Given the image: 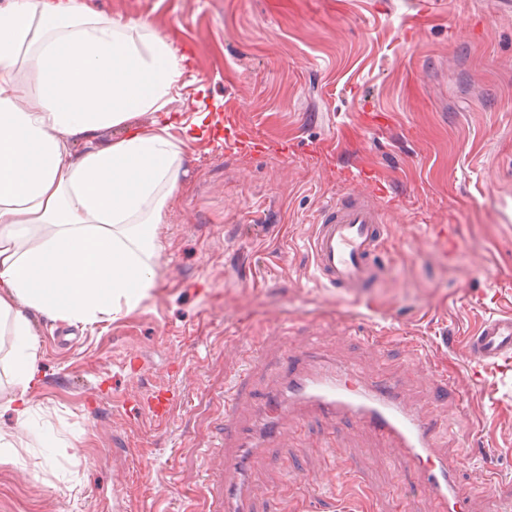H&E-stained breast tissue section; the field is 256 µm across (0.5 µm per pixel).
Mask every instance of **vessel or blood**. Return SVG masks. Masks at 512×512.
<instances>
[{
    "label": "vessel or blood",
    "instance_id": "vessel-or-blood-1",
    "mask_svg": "<svg viewBox=\"0 0 512 512\" xmlns=\"http://www.w3.org/2000/svg\"><path fill=\"white\" fill-rule=\"evenodd\" d=\"M386 212L376 195L349 187L327 202L314 219L308 250L314 279L319 286L336 288L357 296L371 287L384 272L383 245ZM474 363L512 361V316L489 318L469 339ZM238 394L224 399V452L220 480L205 486L207 494L222 499L224 512H252L261 489L241 471L243 459L258 452L288 424L298 410L324 418L354 419L391 448L397 465L418 473L421 486L436 502L439 512H470V502L457 485L456 474L468 465L465 457L448 460L433 449L436 425L428 411L404 402L400 383L394 378L353 375L343 370L334 375H308L290 368L282 377L280 391L272 393L263 433L244 425Z\"/></svg>",
    "mask_w": 512,
    "mask_h": 512
}]
</instances>
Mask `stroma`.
<instances>
[{"label":"stroma","instance_id":"1","mask_svg":"<svg viewBox=\"0 0 512 512\" xmlns=\"http://www.w3.org/2000/svg\"><path fill=\"white\" fill-rule=\"evenodd\" d=\"M85 3L166 39L186 62L170 109L207 123L158 227L150 298L93 329L35 317V411L22 449L0 462V512H209L221 398L258 336L268 346L253 394L306 348L328 367L400 379L436 421L440 456L480 450L459 474L471 512H512V364L475 365L468 347L490 317L512 315V9ZM355 174L388 220L386 275L358 298L316 286L306 250L319 207ZM440 368L454 383L436 401ZM160 388L183 396L167 423L126 414ZM57 440L68 456H52ZM248 470L267 494L256 512H438L385 444L308 413Z\"/></svg>","mask_w":512,"mask_h":512}]
</instances>
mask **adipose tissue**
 <instances>
[{
  "label": "adipose tissue",
  "mask_w": 512,
  "mask_h": 512,
  "mask_svg": "<svg viewBox=\"0 0 512 512\" xmlns=\"http://www.w3.org/2000/svg\"><path fill=\"white\" fill-rule=\"evenodd\" d=\"M182 74L143 21L83 0H0V335L14 387L0 404L18 421L34 402L33 316L111 321L155 286L158 226L195 138L170 110Z\"/></svg>",
  "instance_id": "adipose-tissue-1"
}]
</instances>
